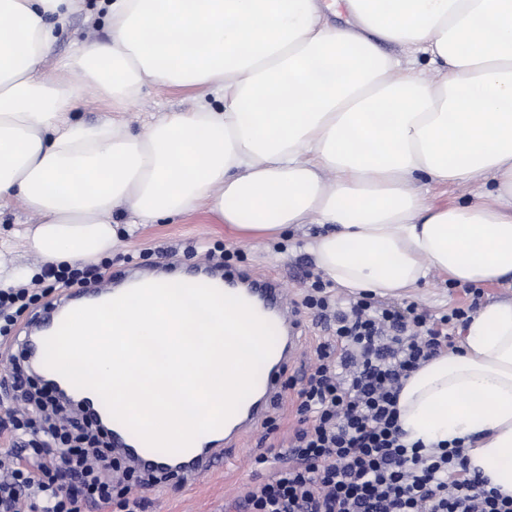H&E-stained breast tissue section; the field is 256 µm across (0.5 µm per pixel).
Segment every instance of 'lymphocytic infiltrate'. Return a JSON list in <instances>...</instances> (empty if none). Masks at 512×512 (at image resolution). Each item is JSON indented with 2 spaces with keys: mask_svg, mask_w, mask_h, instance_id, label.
I'll return each mask as SVG.
<instances>
[{
  "mask_svg": "<svg viewBox=\"0 0 512 512\" xmlns=\"http://www.w3.org/2000/svg\"><path fill=\"white\" fill-rule=\"evenodd\" d=\"M48 275L53 283L43 288L0 289V344L12 349L10 370L0 378L11 443V463L0 471V512H19L24 502L30 512H91L110 504L145 512L146 498L132 496V488L168 483L169 475L122 467L112 455L110 430L69 410L17 351L15 328L32 306L55 289L105 277L98 267L67 265ZM300 305L335 328L317 343L301 377L285 383L297 422L287 451L270 443L279 414L265 419L268 446L255 462L280 455L285 461L247 491L242 512H512V497L470 473L464 446L425 455L421 443L405 442L398 424L404 380L451 347L471 309L436 316L413 302L396 307L369 294L342 306L320 277Z\"/></svg>",
  "mask_w": 512,
  "mask_h": 512,
  "instance_id": "f902f5d3",
  "label": "lymphocytic infiltrate"
}]
</instances>
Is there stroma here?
I'll use <instances>...</instances> for the list:
<instances>
[{
	"instance_id": "1",
	"label": "stroma",
	"mask_w": 512,
	"mask_h": 512,
	"mask_svg": "<svg viewBox=\"0 0 512 512\" xmlns=\"http://www.w3.org/2000/svg\"><path fill=\"white\" fill-rule=\"evenodd\" d=\"M98 0H83L81 9L71 13L57 25L56 40L49 60L50 68L67 61L79 41L104 39L105 24L96 10ZM194 89L179 86L145 84L140 97L129 102L119 116L131 130L141 131L150 122L170 112L187 111L195 104ZM221 242L238 251L235 268L268 269L280 273L288 295L300 299L308 284L307 276L315 272L311 255L305 250L302 232L286 231L260 243L244 237L207 210L170 217L153 224L138 225L134 234L113 251L109 273L112 286H120L129 278L130 265H138L143 276L155 274L160 267L176 266L178 273L195 275L203 260L205 247ZM449 278L437 274L422 284L413 296L414 302L433 314H442L464 305H482L488 301L512 296V285L494 283L483 286L481 295L466 292L464 286H449ZM255 440H247L235 449V461L219 466L190 488L171 484L149 492L150 512H235V506L248 488L272 476L281 462L270 459L256 466Z\"/></svg>"
}]
</instances>
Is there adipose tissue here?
<instances>
[{
  "instance_id": "adipose-tissue-1",
  "label": "adipose tissue",
  "mask_w": 512,
  "mask_h": 512,
  "mask_svg": "<svg viewBox=\"0 0 512 512\" xmlns=\"http://www.w3.org/2000/svg\"><path fill=\"white\" fill-rule=\"evenodd\" d=\"M78 3L0 0V207L39 216L20 237L43 264L111 256L115 209L136 225L204 207L257 241L318 225L306 248L351 291L512 280V0H345V27L324 0H106L107 40L44 79ZM148 83L197 103L139 133L71 114L84 88L120 105ZM420 176L474 194L437 207ZM398 410L408 442L463 441L512 497V298L411 373Z\"/></svg>"
}]
</instances>
